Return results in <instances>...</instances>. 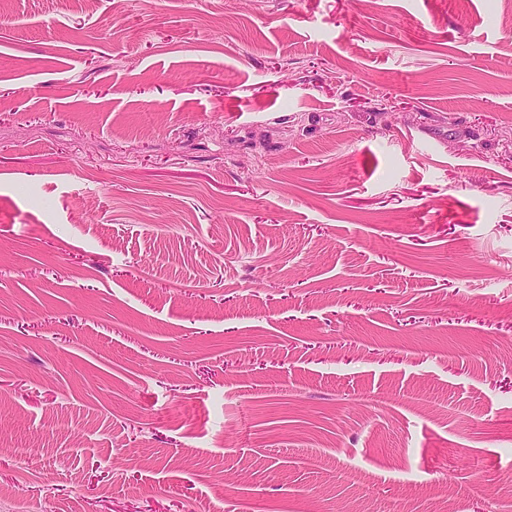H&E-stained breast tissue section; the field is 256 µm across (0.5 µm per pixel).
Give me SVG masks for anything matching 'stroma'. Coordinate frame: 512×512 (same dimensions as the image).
<instances>
[{
  "label": "stroma",
  "mask_w": 512,
  "mask_h": 512,
  "mask_svg": "<svg viewBox=\"0 0 512 512\" xmlns=\"http://www.w3.org/2000/svg\"><path fill=\"white\" fill-rule=\"evenodd\" d=\"M0 489L512 512V0H0Z\"/></svg>",
  "instance_id": "stroma-1"
}]
</instances>
